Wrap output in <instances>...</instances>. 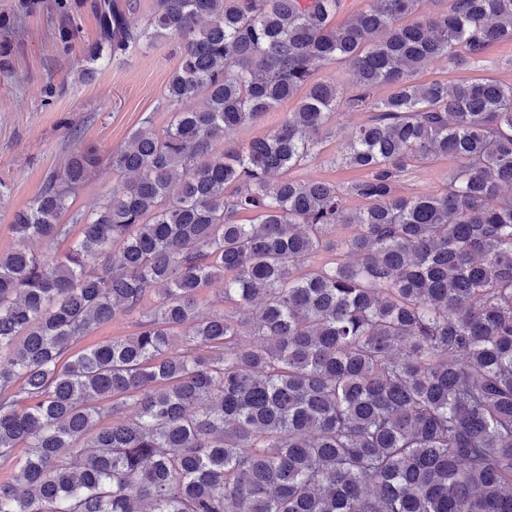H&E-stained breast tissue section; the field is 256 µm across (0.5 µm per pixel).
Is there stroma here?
<instances>
[{"label":"stroma","instance_id":"35a3bbf8","mask_svg":"<svg viewBox=\"0 0 512 512\" xmlns=\"http://www.w3.org/2000/svg\"><path fill=\"white\" fill-rule=\"evenodd\" d=\"M22 0H0V18L23 19V45L12 51L14 75L0 76V179L11 191L0 198V254L13 241L5 231L13 213L23 208L42 188L47 172L59 165L76 140L93 142L102 149L119 148L145 116L164 122L159 107L161 92L179 57L169 40L161 39L126 60L108 65L91 81H84L81 51L63 55L54 45L53 23L41 11L24 16ZM475 75L512 83V46L488 49L473 71L460 70L445 61L429 66L424 79L455 82ZM53 85L52 105H43L40 90ZM366 119L365 113L338 111L335 134L325 144L324 155L296 170L299 179H328L351 184L362 171L330 165L327 155L337 152L347 134ZM456 163L438 158L413 164L400 183L406 193L436 191L445 187Z\"/></svg>","mask_w":512,"mask_h":512}]
</instances>
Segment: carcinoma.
<instances>
[{
	"mask_svg": "<svg viewBox=\"0 0 512 512\" xmlns=\"http://www.w3.org/2000/svg\"><path fill=\"white\" fill-rule=\"evenodd\" d=\"M420 2L157 0L137 29V0H94L84 76L162 38L179 65L165 125L79 143L7 225L0 512H512V84L416 81L511 45L512 0ZM54 9L68 54L81 14ZM338 60L348 97L315 78ZM341 101L370 116L330 163L365 176L294 178ZM448 156L443 190H398ZM296 103V99L283 102L272 111L267 112L259 124L239 130L234 135L233 140L246 141L262 136L267 130L277 126L284 119L286 112H292ZM104 184H112V171L103 170L90 181L79 195L76 206L86 212L91 210L98 201L100 188ZM133 328L126 322V320L122 317H118L111 323L95 330L92 335L88 336L81 344L83 345H89L94 344L97 341L103 340V339H112L114 336H124L127 334L132 333Z\"/></svg>",
	"mask_w": 512,
	"mask_h": 512,
	"instance_id": "carcinoma-1",
	"label": "carcinoma"
}]
</instances>
